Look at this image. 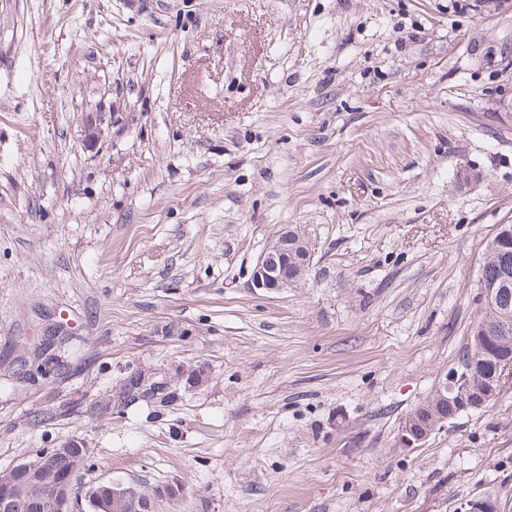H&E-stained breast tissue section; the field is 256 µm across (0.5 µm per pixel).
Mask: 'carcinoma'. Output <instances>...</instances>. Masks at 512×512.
<instances>
[{
	"label": "carcinoma",
	"instance_id": "obj_1",
	"mask_svg": "<svg viewBox=\"0 0 512 512\" xmlns=\"http://www.w3.org/2000/svg\"><path fill=\"white\" fill-rule=\"evenodd\" d=\"M479 282L490 287L507 284L498 300L499 307L512 315V224H499L487 240L479 267ZM471 376L479 385L501 391L500 376L512 363V330L502 335L494 314L483 309L471 326L464 353Z\"/></svg>",
	"mask_w": 512,
	"mask_h": 512
}]
</instances>
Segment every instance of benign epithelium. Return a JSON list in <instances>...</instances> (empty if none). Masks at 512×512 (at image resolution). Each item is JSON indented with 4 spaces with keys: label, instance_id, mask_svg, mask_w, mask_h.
<instances>
[{
    "label": "benign epithelium",
    "instance_id": "obj_1",
    "mask_svg": "<svg viewBox=\"0 0 512 512\" xmlns=\"http://www.w3.org/2000/svg\"><path fill=\"white\" fill-rule=\"evenodd\" d=\"M300 246L306 252L311 251L307 237L295 230L280 232L258 255L251 271L250 284L255 291L282 292L297 288L300 280L288 276L285 267L288 245ZM173 384L167 379L154 380L138 368L129 371L124 380V391L133 388L155 394V398L170 399L174 391ZM473 385L469 383L467 374L459 365L451 367L438 381L436 389L443 398L445 408L433 416L424 413L410 415L401 426L400 441L408 448L423 445L437 430L448 424V408L446 404L463 407L466 395ZM60 454L71 455V466L65 472H58L53 467V459ZM89 449L77 438L72 439L61 448H53L42 454L38 464L22 462L6 472L0 473V512H22L32 503L49 495L56 512H84L83 500L97 498L101 494L112 496L113 512H157V502L163 498L176 496L174 487H157L150 494L138 492L140 485L134 482L112 480L92 487L88 492L81 493L73 484L74 474L86 463ZM498 506L486 499L474 498L462 504L460 512H497Z\"/></svg>",
    "mask_w": 512,
    "mask_h": 512
}]
</instances>
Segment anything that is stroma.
Returning a JSON list of instances; mask_svg holds the SVG:
<instances>
[{
  "label": "stroma",
  "mask_w": 512,
  "mask_h": 512,
  "mask_svg": "<svg viewBox=\"0 0 512 512\" xmlns=\"http://www.w3.org/2000/svg\"><path fill=\"white\" fill-rule=\"evenodd\" d=\"M500 224L512 0H0V472L80 438L76 486L159 512H512V381L400 442ZM286 227L305 283L253 290ZM198 364L113 411L129 366ZM122 489L119 491L118 489ZM140 485L134 482L112 480L92 487L84 494V500L90 497L102 498L96 502H85L87 512H156L157 502L163 498L175 497L178 490L174 487H156L151 494H140ZM112 496V506L106 500V495ZM132 500V503L130 502ZM114 509V510H113ZM113 510V511H112Z\"/></svg>",
  "instance_id": "1"
}]
</instances>
